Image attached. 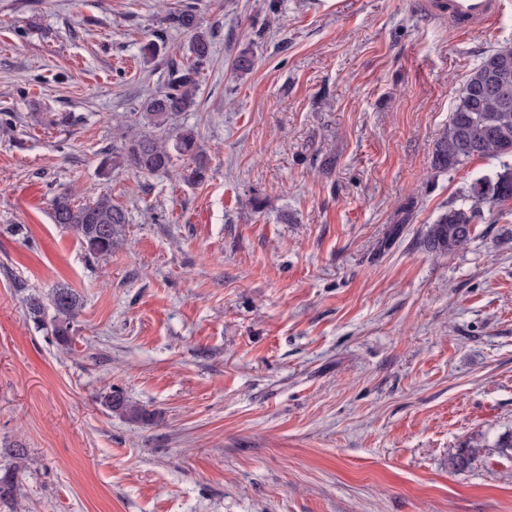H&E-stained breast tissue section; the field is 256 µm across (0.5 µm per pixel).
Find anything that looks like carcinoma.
I'll list each match as a JSON object with an SVG mask.
<instances>
[{
  "instance_id": "1",
  "label": "carcinoma",
  "mask_w": 512,
  "mask_h": 512,
  "mask_svg": "<svg viewBox=\"0 0 512 512\" xmlns=\"http://www.w3.org/2000/svg\"><path fill=\"white\" fill-rule=\"evenodd\" d=\"M168 28L192 34L190 62L172 72L168 85L151 95L142 104V111L133 120L134 132L121 139L105 153L101 168L104 173L131 167L141 173L164 172L173 166V154L193 157L195 166L185 179L198 183L205 178L207 166L192 127H181L175 136L168 132L183 112L195 104L198 77L211 58L212 40L201 29L198 10L193 0L164 18ZM464 85L471 94L455 98L448 125L436 143L432 166L444 172L456 170L474 158L499 162V169L476 179L448 209L429 225L421 245L438 256L467 245L475 232V224L485 213L512 201V45L490 50L466 76ZM51 220L70 233L90 256L112 255L120 240L126 215L112 204V198L101 193L84 203H76L65 192L57 194L52 203ZM23 294L29 321L39 331L48 330L62 346L71 343L73 323L81 308L79 297L66 286L55 288L48 297L27 292L21 282L15 284ZM104 404L144 423L152 421L147 411L131 404L118 392L103 396ZM17 463L0 468V504L15 501L20 490L19 462L26 458L23 448H11Z\"/></svg>"
}]
</instances>
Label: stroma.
Returning <instances> with one entry per match:
<instances>
[{"mask_svg":"<svg viewBox=\"0 0 512 512\" xmlns=\"http://www.w3.org/2000/svg\"><path fill=\"white\" fill-rule=\"evenodd\" d=\"M181 2L0 0L15 512H512L495 446L512 432V202L448 256L420 245L498 167L440 172L432 155L466 75L512 44V5L465 31L426 0H197L213 54L178 122L197 128L207 178L184 183L185 156L102 175L169 60L189 58L190 33L163 23ZM61 192L123 208L110 256L52 223ZM18 280L80 295L69 348L35 331ZM112 388L152 422L105 407Z\"/></svg>","mask_w":512,"mask_h":512,"instance_id":"stroma-1","label":"stroma"}]
</instances>
